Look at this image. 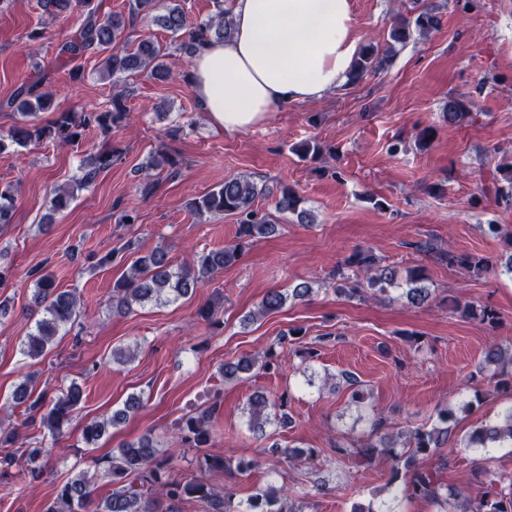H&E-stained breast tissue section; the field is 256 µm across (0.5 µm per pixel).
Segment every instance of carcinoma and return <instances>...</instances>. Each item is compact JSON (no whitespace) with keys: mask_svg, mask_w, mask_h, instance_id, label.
Returning <instances> with one entry per match:
<instances>
[{"mask_svg":"<svg viewBox=\"0 0 512 512\" xmlns=\"http://www.w3.org/2000/svg\"><path fill=\"white\" fill-rule=\"evenodd\" d=\"M43 13L53 19L79 18L76 32L60 45L57 57L72 63L68 77L78 82L83 77L77 61L93 56H103L102 74L114 78L125 73L146 72L151 77L166 80L170 76L165 58L168 47L144 38L129 48L126 46L128 30L140 16L151 18L161 29L169 32L177 49L192 57L199 43L211 39L224 40L232 35V20L224 11V0H213L216 12L207 20L192 21L185 8V0H168L164 11H159L158 0H132L128 12H112L103 9L104 0H40ZM404 11L398 14L387 34L385 44L369 41L361 47L353 65L351 84L355 85L369 73L387 69L396 55V47L406 46L414 37H425L441 26L442 17L438 8L426 0H403ZM472 100L450 95L444 107V115L450 124H456L471 116ZM16 109L17 122L8 133L0 136V154L9 152L13 146L25 148L40 146L51 141L60 146H72L88 131L106 137L112 130L121 127L129 118L123 93L112 96L109 107L92 108L81 112L60 111L54 106L53 97L42 88V81L23 82L13 96L0 101V110ZM52 112L55 118L42 123L39 114ZM303 159H314L323 154L321 144L309 139L294 148ZM119 154L111 149H100L89 154L79 167V174L67 186L52 191L49 210L60 214L69 209L78 192L89 188L100 172L112 167ZM180 162L176 158L160 153L147 162L145 189L156 186L150 171H167L173 178L179 173ZM499 176L493 178L495 199L512 202V162L498 166ZM267 192L253 182L235 177L224 180L207 194L189 202L197 214L233 215L237 217L236 239L238 242L196 255L189 264L176 265L168 252L157 248L133 260L112 287L110 306L115 314H127L135 307L147 304L166 305L180 298L191 296L197 288L224 267L233 264L241 255L244 244L273 236L278 225L254 208L255 199ZM18 189L8 183L0 184V225L12 223ZM302 200L285 184L277 188L275 209L281 214L296 216L297 222L310 221V213L301 207ZM420 249L435 253L436 259L450 267L458 268L471 277H480L487 272L489 261L475 254L458 253L450 248L441 249L425 243ZM34 285L33 303L42 318L35 320L32 330L21 344V354L36 359L43 356L48 346L61 330L74 325L81 305L79 295L73 290H63L50 273L33 270L29 273ZM336 295L348 300H366L372 297L391 298L400 293L407 304L423 307L431 301L432 290L421 267L411 268L406 275L390 265H380L371 255L356 251L336 269ZM313 288L310 282L302 281L284 290L271 289L258 304L261 315L281 310L288 301H303L310 297ZM457 311L465 318L492 323L497 314L486 306L471 303L457 305ZM483 371H492L496 385L512 391V377L504 378L505 369H512V351L500 346H489L484 356ZM278 364V355L268 349L263 355L242 357L235 363L224 365L226 381L242 378L255 368L269 370ZM82 389L72 382L54 396L42 393L34 395L33 382L26 380L18 384L9 407L21 410L20 425H34L46 429L52 436L64 434V427L74 417L82 401ZM141 405L140 398L130 397L124 407L112 411L103 421L93 419L84 423L79 442L91 448L100 441L108 429L124 422L130 413ZM276 404L259 391L248 399L249 424L255 431H263L265 425L284 428L288 423L287 413H270ZM219 410V404L211 405L196 415L185 416L177 427L175 441L183 446L202 448L212 441L210 422ZM456 411L451 406L441 408L436 421L428 428L419 427L406 432L402 437L385 432L386 421L371 418L365 441L357 453L365 457L385 454L392 461L394 479H403L402 493L406 497H419L435 503L439 512H512V493L504 496L484 489L489 471L480 469L476 496H468L456 490H446L438 478L418 465V457L429 456L448 441L451 431L448 423L455 419ZM18 441L15 427H0V473L20 468L24 477L35 481L44 476L49 450L39 445L27 446L21 453L12 447ZM512 446V406L493 423H485L472 430L464 440V447L487 452L491 448ZM288 459H303L310 463L319 460L312 448L290 446L283 451ZM104 476L112 484V492L102 500L93 498V481L84 472H78L61 484L46 512H153L152 505L158 496L176 504L195 500L203 504L204 512H305L307 492L285 493L283 489L269 486L259 489L245 504L235 502L234 489L226 486L216 489L199 480H177L168 469V461L162 456L158 443L149 435L123 443L118 451L98 460ZM207 468L245 474L261 465L257 456H242L231 464L222 455L204 458Z\"/></svg>","mask_w":512,"mask_h":512,"instance_id":"carcinoma-1","label":"carcinoma"}]
</instances>
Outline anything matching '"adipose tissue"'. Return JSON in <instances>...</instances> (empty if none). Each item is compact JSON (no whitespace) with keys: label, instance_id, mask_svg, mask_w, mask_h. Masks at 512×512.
<instances>
[{"label":"adipose tissue","instance_id":"1","mask_svg":"<svg viewBox=\"0 0 512 512\" xmlns=\"http://www.w3.org/2000/svg\"><path fill=\"white\" fill-rule=\"evenodd\" d=\"M234 32L202 45L190 88L211 128L243 131L347 83L361 40L352 0H231Z\"/></svg>","mask_w":512,"mask_h":512}]
</instances>
